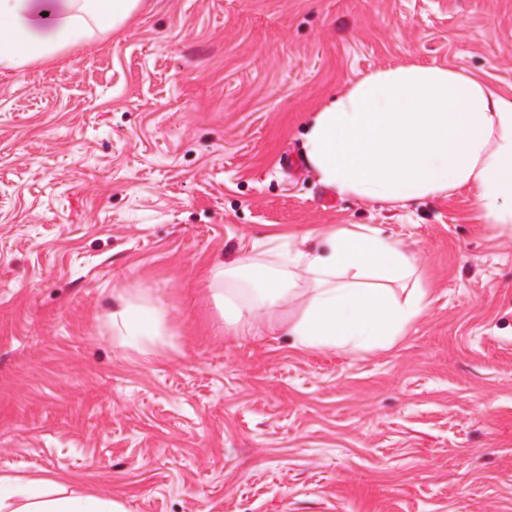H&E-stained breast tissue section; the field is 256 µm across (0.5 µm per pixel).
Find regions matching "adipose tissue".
Returning a JSON list of instances; mask_svg holds the SVG:
<instances>
[{
  "label": "adipose tissue",
  "mask_w": 512,
  "mask_h": 512,
  "mask_svg": "<svg viewBox=\"0 0 512 512\" xmlns=\"http://www.w3.org/2000/svg\"><path fill=\"white\" fill-rule=\"evenodd\" d=\"M138 0H0V67L19 68L122 26ZM302 159L341 197L405 203L471 190L484 220L512 225V94L473 73L406 64L373 71L313 112ZM267 262L242 254L217 265L225 327L246 336L275 326L310 350L392 347L427 308L415 252L368 224L270 236ZM168 315L154 301H124L112 334L146 356L167 345ZM0 512H127L96 494H64L51 481L0 474Z\"/></svg>",
  "instance_id": "ef3b65f1"
}]
</instances>
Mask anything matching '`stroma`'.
Masks as SVG:
<instances>
[{
	"mask_svg": "<svg viewBox=\"0 0 512 512\" xmlns=\"http://www.w3.org/2000/svg\"><path fill=\"white\" fill-rule=\"evenodd\" d=\"M410 63L512 93V0H140L0 68V472L129 512H512V230L466 189L336 196L301 157L312 112ZM348 224L418 257L393 347L225 329L218 260ZM123 296L171 346L118 345Z\"/></svg>",
	"mask_w": 512,
	"mask_h": 512,
	"instance_id": "35a3bbf8",
	"label": "stroma"
}]
</instances>
